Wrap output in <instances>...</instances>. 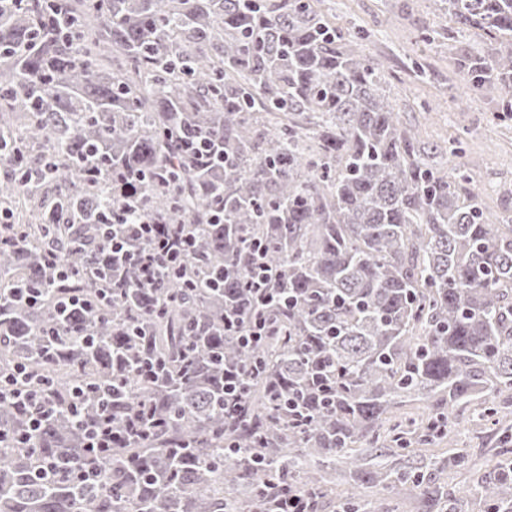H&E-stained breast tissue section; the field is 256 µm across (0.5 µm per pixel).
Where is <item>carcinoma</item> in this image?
<instances>
[{
    "mask_svg": "<svg viewBox=\"0 0 512 512\" xmlns=\"http://www.w3.org/2000/svg\"><path fill=\"white\" fill-rule=\"evenodd\" d=\"M461 29L495 36L458 59L473 87L512 88V0H439ZM0 152H37L31 181L0 180V207L62 188L0 247V371L22 363L61 409L28 448L0 449V512H271L301 496L324 512L329 464L353 483L416 491L457 512L435 471L365 464L355 448L450 438L455 408L512 445V225L485 212L465 165L425 164L380 65L317 0H36L0 5ZM24 116L17 129L14 116ZM209 156L193 151L200 139ZM141 172L103 206L86 159ZM124 205L183 224L190 260L152 288L103 267L102 228ZM265 246L268 330L238 343ZM56 252L71 277L46 264ZM213 280L207 288L183 282ZM46 289L32 306L18 290ZM92 310L60 317L63 295ZM156 374L131 381L134 365ZM243 378L224 410V373ZM112 387V418L149 408L154 428L85 455L69 388ZM423 399L421 419L392 409ZM24 418L0 401V429ZM478 512H512V460L477 482ZM338 512H369L356 490Z\"/></svg>",
    "mask_w": 512,
    "mask_h": 512,
    "instance_id": "obj_1",
    "label": "carcinoma"
}]
</instances>
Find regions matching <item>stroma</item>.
<instances>
[{
	"mask_svg": "<svg viewBox=\"0 0 512 512\" xmlns=\"http://www.w3.org/2000/svg\"><path fill=\"white\" fill-rule=\"evenodd\" d=\"M331 23L358 33L359 49L381 63L387 91L401 117L418 133L427 163L449 166L452 149L476 182L485 209L499 220H512V119H498L506 97L500 86H466L456 71L462 53L481 56L492 40L479 30L448 35V17L433 0H321ZM463 453L467 469L449 471L464 512H475L471 488L499 458L497 437L482 426L461 422L452 444L413 450L414 466L428 470L434 457Z\"/></svg>",
	"mask_w": 512,
	"mask_h": 512,
	"instance_id": "stroma-1",
	"label": "stroma"
}]
</instances>
